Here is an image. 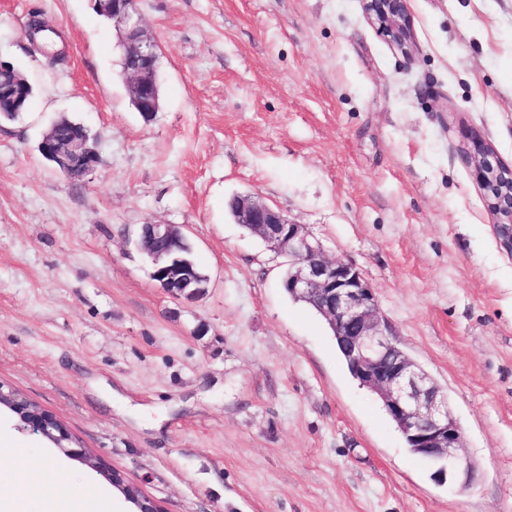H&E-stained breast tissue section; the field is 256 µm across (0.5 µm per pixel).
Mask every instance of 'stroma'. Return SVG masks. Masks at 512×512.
<instances>
[{
    "label": "stroma",
    "mask_w": 512,
    "mask_h": 512,
    "mask_svg": "<svg viewBox=\"0 0 512 512\" xmlns=\"http://www.w3.org/2000/svg\"><path fill=\"white\" fill-rule=\"evenodd\" d=\"M402 54L362 0H137L161 107L129 101L94 0H0V60L35 94L0 122V385L166 512H512V254L462 154L512 166V0H406ZM57 32L52 63L28 36ZM66 116L91 179L41 157ZM252 195L354 264L399 346L447 393L477 466L436 483L286 268L228 212ZM176 224L209 277L179 301L133 238ZM18 512H124L111 484L0 423Z\"/></svg>",
    "instance_id": "1"
}]
</instances>
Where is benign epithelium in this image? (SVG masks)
<instances>
[{"instance_id":"obj_1","label":"benign epithelium","mask_w":512,"mask_h":512,"mask_svg":"<svg viewBox=\"0 0 512 512\" xmlns=\"http://www.w3.org/2000/svg\"><path fill=\"white\" fill-rule=\"evenodd\" d=\"M369 19L407 54L412 47L406 0H363ZM101 14L112 18L120 33L123 55L129 62L127 79L131 101L145 121L160 109L158 44L141 24L136 0H97ZM25 78L18 75L13 85L0 91L4 108L23 111ZM41 150L53 157L56 171L66 176L73 168L86 179L99 164L96 149L82 139L47 132ZM463 153L472 166L475 180L484 191L486 206L501 245L512 252V168L503 164L492 147L478 134L467 137ZM235 221L258 235L278 255L288 257V294L312 304L327 321L335 336L346 341L349 364L360 385L375 392L411 447L434 468L432 478L462 487L470 485L476 465L459 453L462 433L448 406V397L434 379L412 360L393 339L392 327L382 318L373 288L353 265L329 260L321 245L310 239L299 224L279 209L253 196L235 201ZM151 236L167 247L149 253L152 278L175 299L194 301L206 293L198 285L191 264L174 257L175 251L190 248L183 229L174 224H143L135 243ZM19 415L30 431L100 473L127 503L129 512H165L159 501L127 488L138 489L118 471H107L85 448L69 445L71 437L43 409L30 410L29 402L12 390L0 387V411Z\"/></svg>"}]
</instances>
